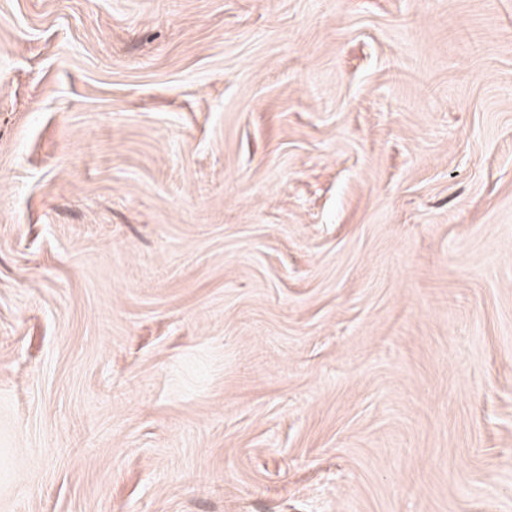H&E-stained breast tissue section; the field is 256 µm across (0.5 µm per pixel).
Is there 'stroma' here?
<instances>
[{"mask_svg": "<svg viewBox=\"0 0 512 512\" xmlns=\"http://www.w3.org/2000/svg\"><path fill=\"white\" fill-rule=\"evenodd\" d=\"M0 512H512V0H0Z\"/></svg>", "mask_w": 512, "mask_h": 512, "instance_id": "obj_1", "label": "stroma"}]
</instances>
